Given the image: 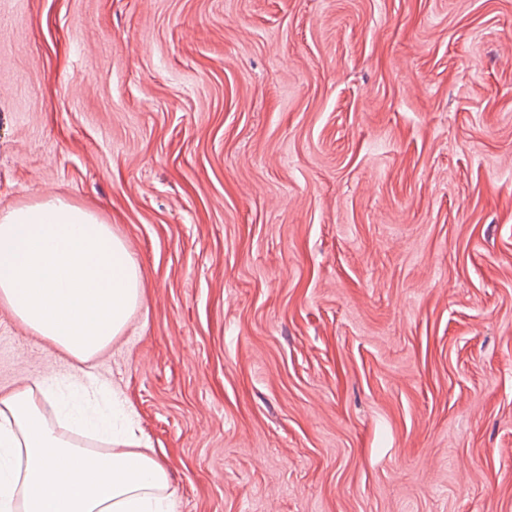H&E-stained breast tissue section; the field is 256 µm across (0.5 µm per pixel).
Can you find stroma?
Instances as JSON below:
<instances>
[{"label": "stroma", "mask_w": 512, "mask_h": 512, "mask_svg": "<svg viewBox=\"0 0 512 512\" xmlns=\"http://www.w3.org/2000/svg\"><path fill=\"white\" fill-rule=\"evenodd\" d=\"M101 217L94 362L174 512H512V0H0V211ZM0 304V387L74 374Z\"/></svg>", "instance_id": "1"}]
</instances>
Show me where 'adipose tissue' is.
<instances>
[{
	"instance_id": "obj_1",
	"label": "adipose tissue",
	"mask_w": 512,
	"mask_h": 512,
	"mask_svg": "<svg viewBox=\"0 0 512 512\" xmlns=\"http://www.w3.org/2000/svg\"><path fill=\"white\" fill-rule=\"evenodd\" d=\"M144 297L126 241L94 213L56 197L0 212V302L81 365L73 406L54 385L0 390V512H174L168 471L129 407L86 406L100 392L92 359ZM57 419L100 448L63 438Z\"/></svg>"
}]
</instances>
